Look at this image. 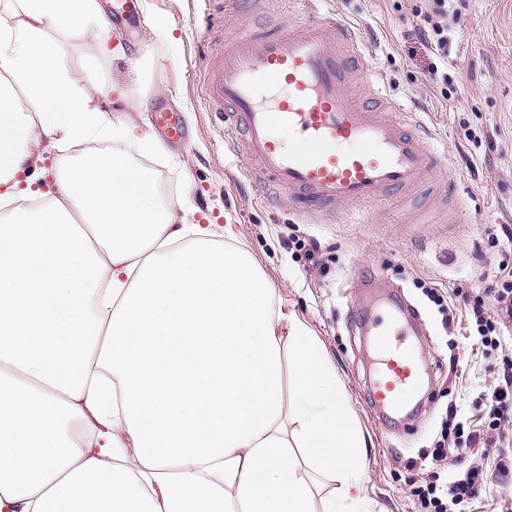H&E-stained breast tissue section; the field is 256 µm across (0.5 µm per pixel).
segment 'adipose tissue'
Wrapping results in <instances>:
<instances>
[{"instance_id":"1","label":"adipose tissue","mask_w":512,"mask_h":512,"mask_svg":"<svg viewBox=\"0 0 512 512\" xmlns=\"http://www.w3.org/2000/svg\"><path fill=\"white\" fill-rule=\"evenodd\" d=\"M57 30L106 34L98 0H16L0 22L6 203L40 196L41 137L116 134ZM57 180L59 198L0 226V512H312L319 470L339 485L323 512H360L364 437L248 254L179 222L122 155Z\"/></svg>"}]
</instances>
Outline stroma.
Listing matches in <instances>:
<instances>
[{
	"instance_id": "stroma-1",
	"label": "stroma",
	"mask_w": 512,
	"mask_h": 512,
	"mask_svg": "<svg viewBox=\"0 0 512 512\" xmlns=\"http://www.w3.org/2000/svg\"><path fill=\"white\" fill-rule=\"evenodd\" d=\"M142 21L108 31L112 47L135 53L130 74L93 36H63L62 63L76 88L94 101L120 88L141 111L108 106L109 120L158 145L141 153L125 140L75 145L42 139L43 165L53 169L95 153L127 155L148 167L162 200L192 224L230 225L238 246L266 277L276 304L294 311L336 369L353 421L367 443L360 497L364 512H422L419 489L468 465L503 462L460 512H512V423L490 429L485 395L512 350V319L500 317L504 346H482L474 334L469 297L483 294L512 248L498 241L512 228V0H451L447 86L432 83L425 49L411 39L419 0H226L224 25L203 29L198 16L215 0H140ZM331 17L350 25L379 85L359 76L362 94L383 92L403 101L413 121L430 128L442 154L427 183L449 180L454 195L422 197L412 190L363 205L357 224L328 222L295 211L288 197L262 202L241 171L236 133L204 101V60L215 57L224 33L245 25L273 29L302 17ZM178 112L184 144L167 141L154 125L158 104ZM371 283L365 290L356 276ZM433 289L442 299L426 296ZM398 293L425 323L419 349L429 367L425 401L417 414L382 421L370 407L365 380L368 338L355 325L367 294ZM456 407L478 444L459 450L441 435L448 407Z\"/></svg>"
}]
</instances>
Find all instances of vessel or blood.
<instances>
[{"label":"vessel or blood","instance_id":"1","mask_svg":"<svg viewBox=\"0 0 512 512\" xmlns=\"http://www.w3.org/2000/svg\"><path fill=\"white\" fill-rule=\"evenodd\" d=\"M362 62L353 28L336 20L308 21L271 31L243 28L227 35L224 52L204 71L209 107H230L243 126L240 158L256 187L287 190L300 211L355 218L360 205L412 187L436 170L442 155L405 121L395 99L362 98L352 89ZM170 139L183 136L176 113L154 114ZM294 134L283 146L278 132ZM415 311L386 296L364 309L374 369L371 404L392 419L412 413L429 370L410 335Z\"/></svg>","mask_w":512,"mask_h":512}]
</instances>
